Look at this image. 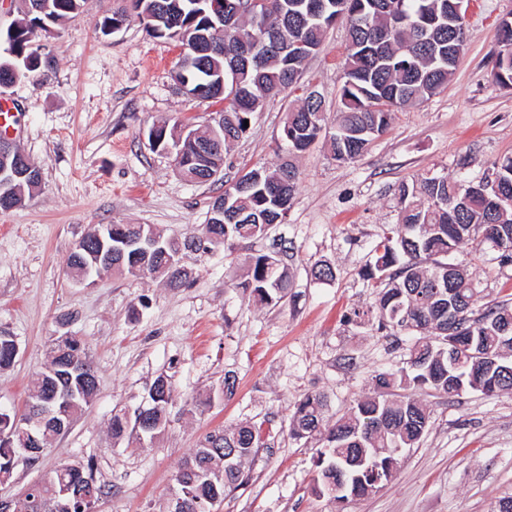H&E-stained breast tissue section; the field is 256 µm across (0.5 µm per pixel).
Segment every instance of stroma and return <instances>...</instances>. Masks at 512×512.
I'll list each match as a JSON object with an SVG mask.
<instances>
[{
	"instance_id": "1",
	"label": "stroma",
	"mask_w": 512,
	"mask_h": 512,
	"mask_svg": "<svg viewBox=\"0 0 512 512\" xmlns=\"http://www.w3.org/2000/svg\"><path fill=\"white\" fill-rule=\"evenodd\" d=\"M112 0L82 11L39 37L49 60L39 74L0 90L18 113L12 136L41 172L23 207L0 212V328L19 354L0 370V408L23 411L50 346L80 336L98 388L68 430L35 464L18 463L0 499L19 500L59 466H92L105 494L97 512H168L173 476L206 434L265 422L267 448L245 486L220 512H492L512 495V392L426 394L430 425L397 457L392 480L349 501L313 493L315 444L290 438L291 404L308 393L328 397L330 419L368 393L378 373L401 366L409 337H392L365 320L375 293L361 276L370 250L399 221L402 183L437 174L488 178L512 154V88L490 77L502 19L512 0H469L466 47L447 86L395 109L387 131L351 163L336 162L327 138L298 157L282 141L286 115L309 90L335 113L347 56L344 22L329 27L303 64L297 84L255 112L224 154L221 180L192 184L149 128L169 118L203 125L219 104L184 94L172 75L182 52L137 21L110 35L99 29ZM292 161L297 181L284 223L267 234L185 251L188 282L169 288L152 276L106 274L75 284L67 267L75 244L101 224H148L163 235H200L211 205L243 172ZM278 255L291 288L284 305L266 306L231 289L237 258ZM479 292L475 312L512 303V264L475 238L453 256ZM330 263L333 281L311 269ZM236 387L224 394V375ZM173 386L167 424L152 445L113 441L114 414L147 401L158 377Z\"/></svg>"
}]
</instances>
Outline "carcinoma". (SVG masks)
<instances>
[{"label":"carcinoma","mask_w":512,"mask_h":512,"mask_svg":"<svg viewBox=\"0 0 512 512\" xmlns=\"http://www.w3.org/2000/svg\"><path fill=\"white\" fill-rule=\"evenodd\" d=\"M45 13H21L14 33H6L8 60L20 65L19 75L40 71L34 42L54 25L82 10L84 0H45ZM309 0H262L258 15L240 21L227 33L210 9L213 0H114L112 14L103 17L101 30L112 29L118 19L135 18L157 38L178 41L183 53L174 79L188 94L224 103L223 148L246 132L244 121L264 102L297 82L305 57L292 42L316 53L330 19L342 12L348 17L349 49L341 75L336 126L330 148L336 161L348 163L360 157L370 142L389 127L394 108L422 101L448 83L457 63L452 48L466 36L448 14V0H326L323 21L306 19ZM492 80L512 86V20L499 24ZM253 53L240 58L243 44ZM322 101H309L287 113L282 137L288 153L300 154L327 131ZM198 140L184 137L180 148V175L195 183L208 175L195 158ZM495 179L506 199L496 201L491 192L475 189L479 182L426 176L400 187V221L374 245L373 261L363 271L364 280L377 288L378 329L412 331L416 341L406 365L375 376L371 394L358 399L335 422L325 417L326 397L306 394L295 401L288 424L289 436L322 442L317 449L315 493L341 503L352 495L365 496L388 483L398 453L420 442L429 426L426 405L418 392L458 396L460 391L494 394L512 391V305L500 304L473 316L477 291L469 274L448 262V254L466 246L478 232L500 253V261L512 264V156L493 163ZM296 187L291 166L275 170L253 168L230 187L232 195L224 225H204L200 237H162L164 249L151 266V275L163 278L171 288L184 285L189 273L168 265V258L192 246L258 238L273 224L281 223ZM246 278L229 287L255 301L278 306L288 295L290 276L272 254L245 259ZM452 280L454 304L448 294L436 293L441 280ZM463 330L474 337L455 349L456 366L440 360V347ZM16 341L0 330V368L13 364ZM72 386L82 396L65 405L74 416L96 393V384L79 376L49 378L41 373L31 389L32 403L21 413L0 412V433L9 432L14 448L23 445L28 421L40 406L49 405L52 387ZM172 385L151 396L153 426L135 431L126 415L112 417V439L128 438L145 446L167 423ZM221 444L207 435L174 475L187 501L186 512H208L205 505L224 498L245 482V466L267 447L270 431L253 422L220 431ZM222 448H235L233 464L224 462ZM81 485L98 499L104 489L93 472L71 466L57 468L49 480L37 484L21 512H49L55 494L67 486Z\"/></svg>","instance_id":"obj_1"}]
</instances>
